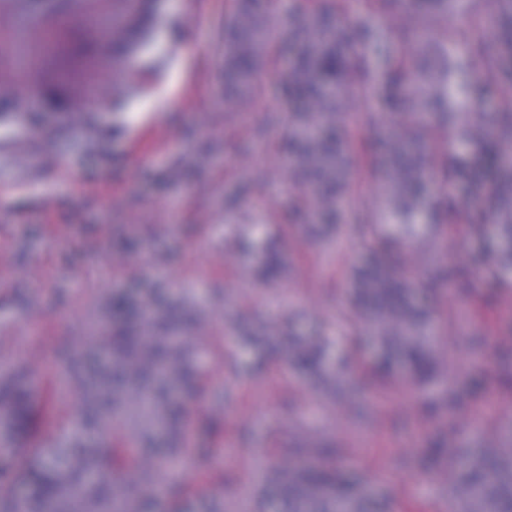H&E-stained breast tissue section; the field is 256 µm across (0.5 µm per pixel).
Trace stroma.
I'll return each mask as SVG.
<instances>
[{"instance_id":"1","label":"stroma","mask_w":512,"mask_h":512,"mask_svg":"<svg viewBox=\"0 0 512 512\" xmlns=\"http://www.w3.org/2000/svg\"><path fill=\"white\" fill-rule=\"evenodd\" d=\"M302 0H256L263 27L274 34L269 58L249 86L225 88L224 22L233 0H206L203 19L193 0H155V49L180 50L164 69L131 74L134 88L85 110L83 127L68 128L44 98L19 114L0 103V375L18 370L52 420L39 426L42 445L69 437L81 405L77 384L56 389L55 357L87 347L91 325L112 298L134 294L185 302L195 320L188 336L204 399L191 412L186 461L164 471L158 451L133 449L142 471L159 485V512H274L263 475L291 461L298 448L354 476L391 512H448V467L429 460L436 439L465 445L473 435L496 446L512 421V389L498 383L512 349V287L493 303L480 295L434 297V379L404 376L368 398L372 350L344 368V392L319 385L241 338L243 328L319 338L328 365L351 340L342 316L349 278L364 258L357 225L376 221L381 189L365 164L342 209L339 231L308 236L316 223L301 209L288 166V124L295 106L285 91L280 58L300 44ZM447 21L429 23L426 50L408 44L424 66L466 60L455 81L485 84L477 112L489 116L512 101V60L487 75L469 51L467 21L494 0H464ZM393 49H366L373 78L344 94L339 119L371 152L387 114L381 77ZM480 203L460 204L448 235L449 264L483 253L472 227L487 223ZM286 261L277 286L258 270L265 250ZM485 379L472 392L473 378Z\"/></svg>"}]
</instances>
